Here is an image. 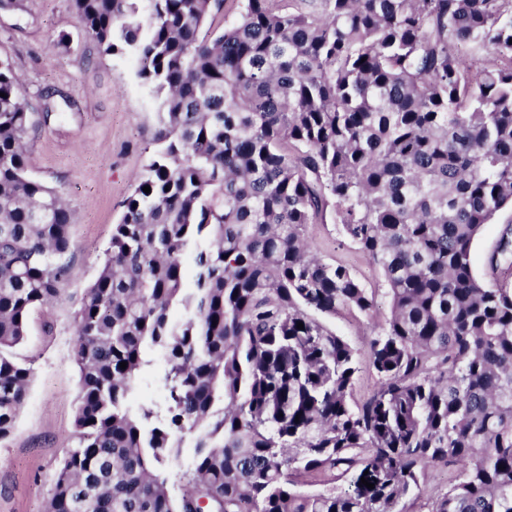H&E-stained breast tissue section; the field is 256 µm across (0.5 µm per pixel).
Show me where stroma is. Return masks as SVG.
<instances>
[{
	"mask_svg": "<svg viewBox=\"0 0 512 512\" xmlns=\"http://www.w3.org/2000/svg\"><path fill=\"white\" fill-rule=\"evenodd\" d=\"M63 33L70 37L64 48L55 44ZM0 58L12 63L31 106L29 173L64 197L76 216L71 274L61 298L34 313L16 349L33 378L15 428L0 444V512H44L73 444L75 313L153 153L160 99L139 79L132 54L101 53L85 37L71 0H23L22 9L0 10ZM308 237L324 259L351 267L366 287H378L377 270L335 225H309ZM388 313L382 303L372 317L339 314L326 323L362 351Z\"/></svg>",
	"mask_w": 512,
	"mask_h": 512,
	"instance_id": "1",
	"label": "stroma"
}]
</instances>
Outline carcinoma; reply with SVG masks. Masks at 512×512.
Returning <instances> with one entry per match:
<instances>
[{"mask_svg":"<svg viewBox=\"0 0 512 512\" xmlns=\"http://www.w3.org/2000/svg\"><path fill=\"white\" fill-rule=\"evenodd\" d=\"M146 2L71 0L161 103L75 315L73 447L45 512H411L438 463L456 475L426 512H512V287L471 259L512 207V0H245L213 36L223 0ZM465 43L487 50L482 68ZM1 92L0 443L33 377L14 349L60 297L75 218L28 174L29 104L0 60ZM319 219L390 302L361 402L357 350L321 318L368 315L375 297L312 252ZM487 265L512 270L511 225ZM154 349L164 397L137 403ZM244 0H223L220 11L208 19L203 33L221 31L224 27L235 22L243 10ZM506 224H512V209L506 208L499 212L492 224H487L477 238L472 249V262L478 275L491 280V272L486 267L487 256L495 249L501 230Z\"/></svg>","mask_w":512,"mask_h":512,"instance_id":"1","label":"carcinoma"}]
</instances>
